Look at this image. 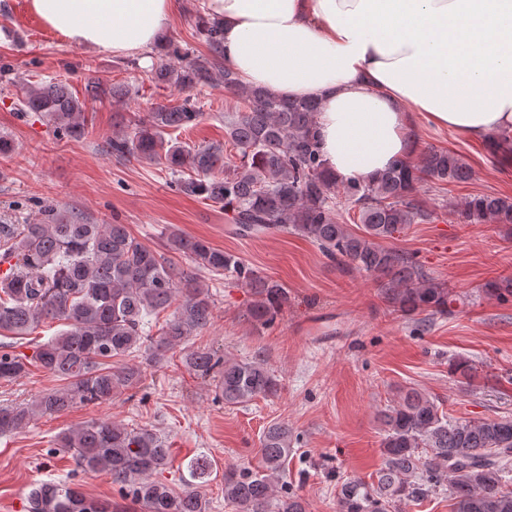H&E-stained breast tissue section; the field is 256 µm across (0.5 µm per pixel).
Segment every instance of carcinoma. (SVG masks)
<instances>
[{"mask_svg": "<svg viewBox=\"0 0 512 512\" xmlns=\"http://www.w3.org/2000/svg\"><path fill=\"white\" fill-rule=\"evenodd\" d=\"M196 29L207 53L171 42L166 55L177 63H160L156 85L181 90L218 84L235 95L238 105L224 113V144L190 146L172 138L203 115L186 97L176 106L160 105L119 126L109 148L118 161L145 160L174 176L181 193L224 206L244 233L290 232L316 244L342 268L374 277L391 304L407 315L453 314L452 292L436 281L416 257L385 247L381 241L412 224L436 218L430 193L468 183L471 166L450 150L429 147L421 162L397 161L377 181H336L327 173L315 137L317 106L309 100L283 99L259 87L241 84L222 61V26L196 16ZM129 83L91 81L87 97H110L116 103L137 94ZM22 109L37 112L68 137L84 132V103L62 82L29 85ZM462 223L512 224V198L485 193L468 198L453 211ZM361 226L354 232L350 223ZM191 263L174 268L170 255ZM14 259L0 276V332L31 333L46 320L62 321L67 330L34 347L27 356L0 340V382L25 377L36 365L62 381L33 403L0 407V435L26 427L37 415L61 414L77 404H100L136 387L138 365L115 367L112 360L143 353L158 366L179 347L184 366L200 375L220 368L218 391L224 404L244 405L257 397H274L280 382L265 359L218 357L188 346L213 318V300L199 277L231 273L252 289L248 320L267 326L288 303L284 286L257 275L240 258L198 238L172 232L163 249H152L124 224H89L54 208L36 224H0V256ZM500 300L512 296V278L486 285ZM175 307L157 337L146 330L147 317ZM451 370L466 384L477 378L468 360L456 358ZM384 467L377 483L343 485L338 512H389L446 486L453 512H512V419L452 420L438 400L415 388L401 393L381 416ZM58 447L72 452L81 471H105L123 497L146 512H207L202 487L211 463L196 458L181 492L155 479L170 463L167 441L144 428L109 420L91 421L58 436ZM293 448L288 426L273 424L260 441L262 470L224 472V500L235 512H307L295 493L279 494L275 480ZM25 512H116L112 503L86 497L67 481L42 482L31 490Z\"/></svg>", "mask_w": 512, "mask_h": 512, "instance_id": "obj_1", "label": "carcinoma"}]
</instances>
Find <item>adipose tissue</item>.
Segmentation results:
<instances>
[{"mask_svg": "<svg viewBox=\"0 0 512 512\" xmlns=\"http://www.w3.org/2000/svg\"><path fill=\"white\" fill-rule=\"evenodd\" d=\"M70 45L160 44L173 0H28ZM242 83L314 100L329 171L370 182L414 151L423 117L487 144L512 132V0H206Z\"/></svg>", "mask_w": 512, "mask_h": 512, "instance_id": "1", "label": "adipose tissue"}]
</instances>
